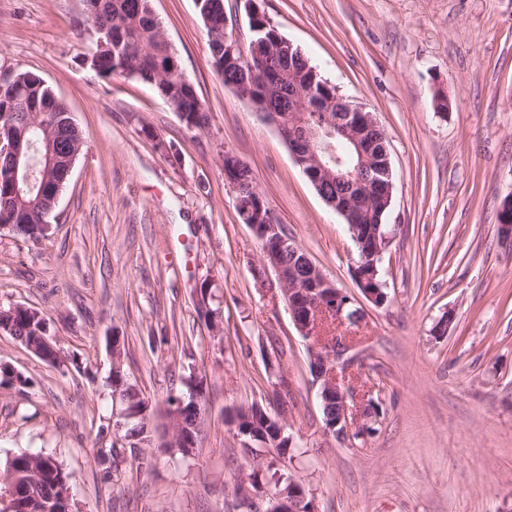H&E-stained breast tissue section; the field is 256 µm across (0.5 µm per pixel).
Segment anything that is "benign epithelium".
Masks as SVG:
<instances>
[{
    "mask_svg": "<svg viewBox=\"0 0 512 512\" xmlns=\"http://www.w3.org/2000/svg\"><path fill=\"white\" fill-rule=\"evenodd\" d=\"M252 54L242 56L237 64L241 66L244 78L232 85L256 111L281 133L294 162L302 169L316 192L336 213L341 215L355 243L362 251V262L352 267L355 283L362 295L371 303L381 306L377 300L381 289L371 287L378 274L377 265L387 250L392 233L382 231V225H362L356 223L353 202L378 200L381 205H389L393 183L392 171L386 152L375 149V144L367 134L380 130L372 113L361 106H353L334 96L321 103L319 107L310 105L316 94L312 84H293V108L288 113L280 112L269 104V93L264 86H258L257 69L253 62H262L279 53V47L269 42L252 41ZM13 111L5 113L8 118L6 128L0 130V174L11 187L12 194L1 199L4 211L12 212V223L1 224L0 232L7 229L18 231V224L25 222L26 211L15 203L22 195L39 191L51 196V206H56L63 190L62 182L70 176L76 156L82 144L81 133L75 138L64 139L59 132L76 128L69 112H26L27 104L21 97L12 100ZM33 130L43 132V152L39 160L40 177L32 172L31 161L25 150L29 142L27 134ZM340 136L346 141L358 157L354 168H349L344 157L336 153L331 139ZM224 175L234 189L235 203L241 201L242 186L246 184L237 156L224 152ZM346 183L354 195L345 199L330 196L326 191L328 183ZM252 202L245 214H256L247 221L262 251L263 271L273 270L282 291L293 324L301 336L320 345V351L312 354L315 367L314 383L319 385V397L326 393H336V419H325L326 428L341 441H351L354 436L365 432L366 425L361 423L365 415L354 413L349 404L352 393L341 387L336 369L348 368L354 360L347 356L350 342L345 336H334L325 342L318 337V326L325 320H334L344 325L357 323L362 313L355 308L345 311L352 299L342 300L345 293L336 287L333 281L314 263H309L306 277H298L294 270L281 262L282 253L288 251L296 255L300 250L291 244L283 226L279 224L273 212L264 205L263 196L255 185H250ZM19 342L40 359L45 353L57 357L52 339L41 337V347L27 343L23 338ZM295 491H279L269 497L264 512H315L312 507H303L306 496L303 488L295 483Z\"/></svg>",
    "mask_w": 512,
    "mask_h": 512,
    "instance_id": "obj_1",
    "label": "benign epithelium"
}]
</instances>
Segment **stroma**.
<instances>
[{"instance_id": "35a3bbf8", "label": "stroma", "mask_w": 512, "mask_h": 512, "mask_svg": "<svg viewBox=\"0 0 512 512\" xmlns=\"http://www.w3.org/2000/svg\"><path fill=\"white\" fill-rule=\"evenodd\" d=\"M259 5L386 136L395 177L386 304L356 286L343 218L277 129L214 72L196 0L151 2L205 107L196 129L152 85L90 69L84 0H0V72L42 77L84 139L48 237L0 233V310H41L64 362L48 365L0 335V361L31 380L0 385V468L22 451L51 455L70 476V512H246L238 487L254 476L263 510L274 462L316 512H500L512 505V245L498 230L512 192V0ZM228 151L290 241L364 311L345 329L356 362L337 371L379 405L360 439L326 432L310 343L282 295L256 284L261 250L224 178ZM205 276L218 337L196 313ZM114 335L125 339L124 374L156 414L150 441L121 448L108 470L99 457L113 437L98 428L122 409L108 383ZM192 374L206 410L184 457L168 447L165 410ZM255 403L290 438L286 463L227 421Z\"/></svg>"}]
</instances>
